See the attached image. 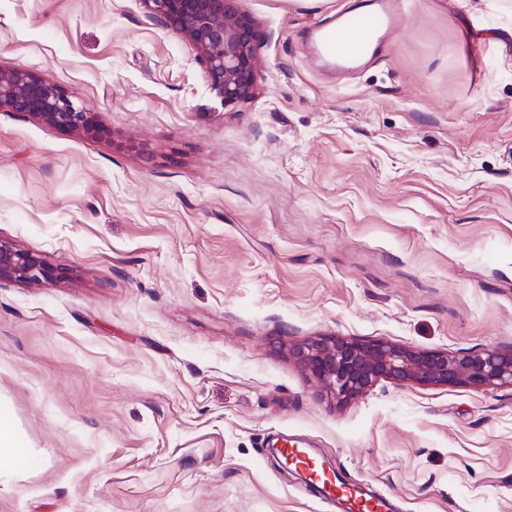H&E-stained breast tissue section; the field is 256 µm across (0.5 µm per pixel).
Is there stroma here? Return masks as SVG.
<instances>
[{
    "label": "stroma",
    "mask_w": 512,
    "mask_h": 512,
    "mask_svg": "<svg viewBox=\"0 0 512 512\" xmlns=\"http://www.w3.org/2000/svg\"><path fill=\"white\" fill-rule=\"evenodd\" d=\"M366 2L239 0L261 95L226 107L140 0H0V66L103 129L0 111V241L46 270L0 282V512H343L287 440L399 512H512V387L340 403L288 353L512 344V0H401L345 75L308 34ZM18 468L29 464V454L18 438L8 411L0 406V464Z\"/></svg>",
    "instance_id": "1"
}]
</instances>
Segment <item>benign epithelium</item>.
I'll use <instances>...</instances> for the list:
<instances>
[{
    "label": "benign epithelium",
    "instance_id": "obj_1",
    "mask_svg": "<svg viewBox=\"0 0 512 512\" xmlns=\"http://www.w3.org/2000/svg\"><path fill=\"white\" fill-rule=\"evenodd\" d=\"M148 16L190 42L207 90L224 106L259 95L253 21L236 0H142ZM0 110L24 112L77 134H98L96 119L60 86L30 71L0 67ZM45 274L31 253L0 242V280L38 282ZM289 354L340 402L380 380L419 385L512 386V346L448 354L339 336L295 344Z\"/></svg>",
    "mask_w": 512,
    "mask_h": 512
}]
</instances>
